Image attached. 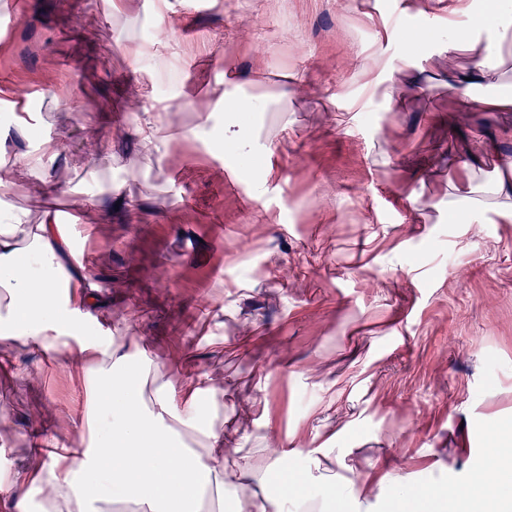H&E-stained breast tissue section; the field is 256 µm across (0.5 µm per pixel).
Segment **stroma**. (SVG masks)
<instances>
[{"instance_id":"35a3bbf8","label":"stroma","mask_w":512,"mask_h":512,"mask_svg":"<svg viewBox=\"0 0 512 512\" xmlns=\"http://www.w3.org/2000/svg\"><path fill=\"white\" fill-rule=\"evenodd\" d=\"M12 2L0 207L85 225L84 335L216 389L227 467L288 452L317 512L347 487L359 512H412L438 486L512 482V214L448 207L496 181L474 167L489 141L512 166V112L460 110L453 0ZM46 137L44 183L24 161ZM90 400L63 359L0 357V466L69 446ZM160 126L157 125L155 117H149L141 126L136 128V135L139 138L140 144L147 151L159 152L161 147L164 146L163 138L160 137Z\"/></svg>"}]
</instances>
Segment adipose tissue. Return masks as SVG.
<instances>
[{
  "instance_id": "adipose-tissue-1",
  "label": "adipose tissue",
  "mask_w": 512,
  "mask_h": 512,
  "mask_svg": "<svg viewBox=\"0 0 512 512\" xmlns=\"http://www.w3.org/2000/svg\"><path fill=\"white\" fill-rule=\"evenodd\" d=\"M498 23L501 34L485 43L448 29V49L470 58L472 81L512 68V15H499ZM72 255L68 227L56 214L30 224L23 214L0 210V286L6 290L0 342L61 351L75 364L89 351L99 357L87 372L94 392L84 421L88 438L51 455L40 472L22 466L1 472L0 497L15 499L17 512H26L32 487L43 496V512H111L117 502L133 503L138 512H201L202 485L223 484L229 474L262 489L250 512H293L298 484L288 453L263 469L243 464L225 470L223 431L199 423L204 400L216 398V390L167 383L146 392L148 364L134 363L133 353L112 335L85 338L78 350L62 351L63 337L82 330L84 309L96 303L87 290V270L69 266ZM59 273L84 289L80 301H60Z\"/></svg>"
}]
</instances>
